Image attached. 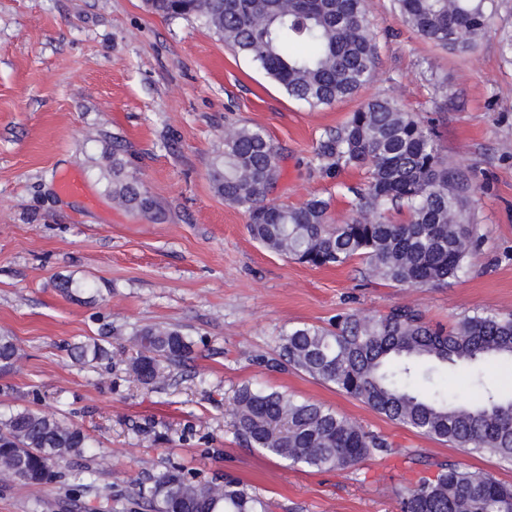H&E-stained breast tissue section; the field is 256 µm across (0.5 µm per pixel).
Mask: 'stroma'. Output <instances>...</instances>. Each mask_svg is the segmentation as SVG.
Instances as JSON below:
<instances>
[{
    "label": "stroma",
    "instance_id": "1",
    "mask_svg": "<svg viewBox=\"0 0 512 512\" xmlns=\"http://www.w3.org/2000/svg\"><path fill=\"white\" fill-rule=\"evenodd\" d=\"M380 32L369 85L312 110L288 97L202 21L163 18L144 0H0V333L20 360L0 372V412L31 406L81 425L92 446L32 487L0 477V512H139L136 478L170 465L201 482L236 477L274 512H399L398 496L440 464L459 463L512 485V465L469 454L377 414L294 369L272 370L283 329L326 327L337 313L416 305L452 325L512 313V0H495L487 32L466 53L421 39L373 0ZM375 95L434 119L441 152L463 169L485 235L459 278L400 288L365 277L354 261L313 268L251 238L244 210L212 187L229 125L258 127L281 175L270 197L298 206L330 199L343 223L366 171L327 167L315 148ZM120 148L153 202L142 214L112 201L106 158ZM81 174L97 200L64 195ZM71 288L61 289V280ZM180 329L194 354L165 386L127 366L142 327ZM109 336L112 361L84 363L71 343ZM244 381L322 402L389 436L391 455L354 472L292 467L242 445L231 425ZM94 487L77 501L73 471Z\"/></svg>",
    "mask_w": 512,
    "mask_h": 512
}]
</instances>
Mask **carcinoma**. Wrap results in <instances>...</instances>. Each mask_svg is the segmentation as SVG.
Listing matches in <instances>:
<instances>
[{
	"instance_id": "carcinoma-1",
	"label": "carcinoma",
	"mask_w": 512,
	"mask_h": 512,
	"mask_svg": "<svg viewBox=\"0 0 512 512\" xmlns=\"http://www.w3.org/2000/svg\"><path fill=\"white\" fill-rule=\"evenodd\" d=\"M397 16L436 47L466 53L486 32L493 0H393ZM161 17L198 18L233 51L250 58L288 94L315 109L348 98L372 78L377 33L370 0H146ZM315 154L329 167L364 169L367 192L354 214L329 223L331 202L313 197L298 207L268 200L280 176L273 144L259 128L228 126L224 154L211 170L215 192L244 209L247 229L263 247L312 267L361 260L365 271L396 286H443L465 269L483 240L471 211L465 174L441 156L431 124L390 96H375L340 128L329 129ZM112 197L147 212L152 201L112 153ZM406 215L393 222L385 211ZM129 368L146 386L162 384L194 354L179 329L145 326L133 337ZM76 359L102 360L99 339L72 345ZM19 359L15 339L0 334V369ZM512 361V313H476L450 327L416 306L386 313L336 315L328 327L292 326L282 334L275 368H292L356 398L414 432L512 464V395L484 384L483 372ZM460 370L482 389L461 402L447 389L423 386ZM233 427L251 448L315 470L355 471L391 451L387 436L364 429L333 408L250 382L233 396ZM90 448L75 424L29 407L0 414V471L36 486L45 473ZM136 495L149 512H273L272 502L234 479L200 484L171 465ZM400 512H512V485L459 464L421 477L400 496Z\"/></svg>"
}]
</instances>
